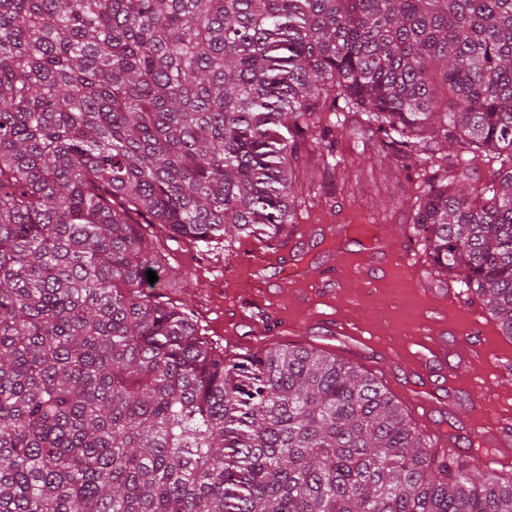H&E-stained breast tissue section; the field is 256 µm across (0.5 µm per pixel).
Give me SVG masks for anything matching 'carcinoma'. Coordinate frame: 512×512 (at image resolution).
Instances as JSON below:
<instances>
[{
  "label": "carcinoma",
  "mask_w": 512,
  "mask_h": 512,
  "mask_svg": "<svg viewBox=\"0 0 512 512\" xmlns=\"http://www.w3.org/2000/svg\"><path fill=\"white\" fill-rule=\"evenodd\" d=\"M345 111L460 144L413 230L512 336V0H0V512H512L355 367L145 291L160 231L294 224Z\"/></svg>",
  "instance_id": "cac0c4a2"
}]
</instances>
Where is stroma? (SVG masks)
<instances>
[{
  "instance_id": "stroma-1",
  "label": "stroma",
  "mask_w": 512,
  "mask_h": 512,
  "mask_svg": "<svg viewBox=\"0 0 512 512\" xmlns=\"http://www.w3.org/2000/svg\"><path fill=\"white\" fill-rule=\"evenodd\" d=\"M346 126L334 171L314 161L300 170L297 221L306 234L272 242L259 226L228 249L181 241L191 277L154 292L192 308L208 338L233 340L232 357L262 341L285 348L296 336L394 401L424 402L426 422L452 440L457 460L477 463L479 438L512 422V348L472 319L475 295L443 298L454 275L436 273L422 240L408 238L418 162L382 149L359 115L347 113ZM439 339L460 354L441 357Z\"/></svg>"
}]
</instances>
